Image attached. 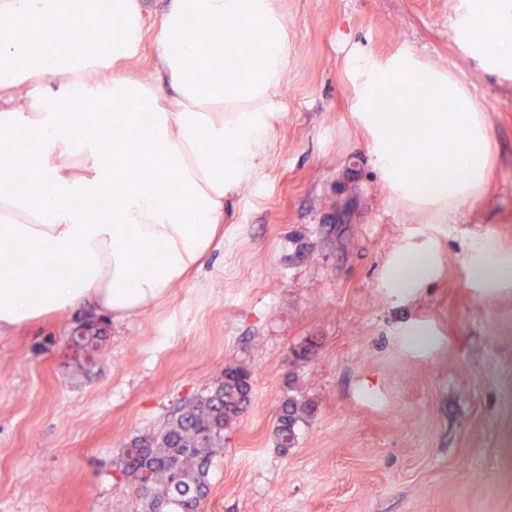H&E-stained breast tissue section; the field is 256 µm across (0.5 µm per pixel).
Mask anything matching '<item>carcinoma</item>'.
<instances>
[{
  "mask_svg": "<svg viewBox=\"0 0 512 512\" xmlns=\"http://www.w3.org/2000/svg\"><path fill=\"white\" fill-rule=\"evenodd\" d=\"M265 44V30L253 27L245 47L254 60L261 58ZM317 344L309 337L292 348L293 364L307 362ZM252 377L246 365L225 367L214 385L179 407L158 432L138 436L119 450V479L146 512H199L210 491L213 459L224 452V430L250 404ZM311 414L308 401L286 398L274 428L277 447H294L298 425Z\"/></svg>",
  "mask_w": 512,
  "mask_h": 512,
  "instance_id": "cac0c4a2",
  "label": "carcinoma"
}]
</instances>
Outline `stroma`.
<instances>
[{
	"label": "stroma",
	"instance_id": "obj_1",
	"mask_svg": "<svg viewBox=\"0 0 512 512\" xmlns=\"http://www.w3.org/2000/svg\"><path fill=\"white\" fill-rule=\"evenodd\" d=\"M277 6L291 53L267 157L205 265L124 322L79 308L0 334V512H137L119 448L239 363L251 404L224 431L202 512H512V278L484 287L469 262L480 242L512 255V81L457 43L466 0ZM406 53L489 118L490 182L446 224L390 189L355 112L359 61ZM348 180L360 204L336 230L321 217ZM408 250L430 265L399 288ZM90 322L106 341L83 371L70 341ZM288 396L315 410L284 451Z\"/></svg>",
	"mask_w": 512,
	"mask_h": 512
}]
</instances>
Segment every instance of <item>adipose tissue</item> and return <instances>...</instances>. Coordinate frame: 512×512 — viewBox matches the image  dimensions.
Here are the masks:
<instances>
[{
    "mask_svg": "<svg viewBox=\"0 0 512 512\" xmlns=\"http://www.w3.org/2000/svg\"><path fill=\"white\" fill-rule=\"evenodd\" d=\"M207 37L186 38L188 24ZM254 26L268 35L251 66L225 36ZM90 34L73 52L72 28ZM156 31L157 78L123 75L147 28ZM487 29L502 31L495 43ZM459 45L487 73L512 79V0H469ZM290 43L275 0H172L147 20L142 0H0V334L92 305L115 321L164 300L209 258L224 201L262 170L272 102ZM110 82L87 84L95 72ZM358 110L389 186L411 206L451 219L491 178L490 135L468 87L403 55L360 62ZM26 94H19V87ZM425 96L416 116L380 112L383 93ZM426 145L417 180L398 145ZM159 155L153 187L131 170ZM147 253L151 264L139 262ZM73 266L76 278L49 275Z\"/></svg>",
    "mask_w": 512,
    "mask_h": 512,
    "instance_id": "ef3b65f1",
    "label": "adipose tissue"
}]
</instances>
